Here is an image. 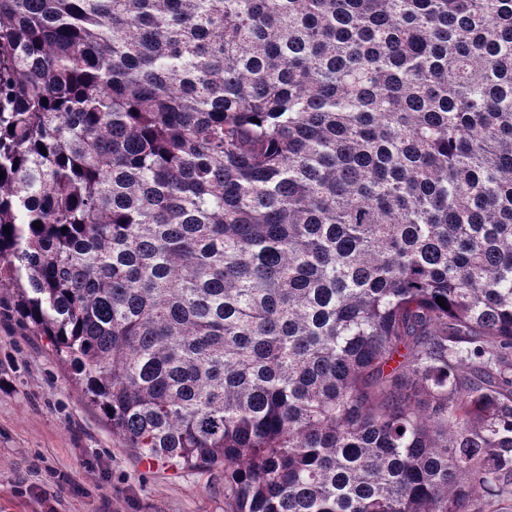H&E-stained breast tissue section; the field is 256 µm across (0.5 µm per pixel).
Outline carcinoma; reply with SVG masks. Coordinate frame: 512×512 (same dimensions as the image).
<instances>
[{
	"label": "carcinoma",
	"mask_w": 512,
	"mask_h": 512,
	"mask_svg": "<svg viewBox=\"0 0 512 512\" xmlns=\"http://www.w3.org/2000/svg\"><path fill=\"white\" fill-rule=\"evenodd\" d=\"M0 172L120 447L224 512L512 508V0H0Z\"/></svg>",
	"instance_id": "cac0c4a2"
}]
</instances>
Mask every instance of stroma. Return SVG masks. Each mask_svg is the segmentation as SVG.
<instances>
[{
	"label": "stroma",
	"instance_id": "obj_1",
	"mask_svg": "<svg viewBox=\"0 0 512 512\" xmlns=\"http://www.w3.org/2000/svg\"><path fill=\"white\" fill-rule=\"evenodd\" d=\"M0 288V512H224L222 471L119 447L44 337Z\"/></svg>",
	"mask_w": 512,
	"mask_h": 512
}]
</instances>
